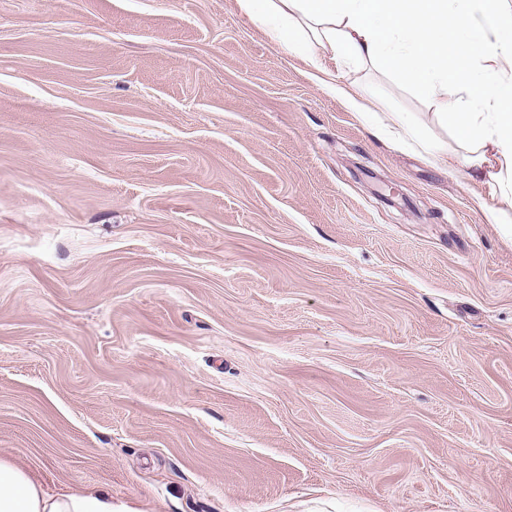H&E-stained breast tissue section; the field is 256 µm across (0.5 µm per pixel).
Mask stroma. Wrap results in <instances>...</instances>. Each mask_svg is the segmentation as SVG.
Returning a JSON list of instances; mask_svg holds the SVG:
<instances>
[{
	"label": "stroma",
	"instance_id": "obj_1",
	"mask_svg": "<svg viewBox=\"0 0 512 512\" xmlns=\"http://www.w3.org/2000/svg\"><path fill=\"white\" fill-rule=\"evenodd\" d=\"M238 0H0V459L133 512H512V242ZM366 166L409 199L390 207Z\"/></svg>",
	"mask_w": 512,
	"mask_h": 512
}]
</instances>
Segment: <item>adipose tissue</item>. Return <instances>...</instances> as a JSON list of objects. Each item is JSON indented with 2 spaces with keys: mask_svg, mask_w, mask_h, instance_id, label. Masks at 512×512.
I'll use <instances>...</instances> for the list:
<instances>
[{
  "mask_svg": "<svg viewBox=\"0 0 512 512\" xmlns=\"http://www.w3.org/2000/svg\"><path fill=\"white\" fill-rule=\"evenodd\" d=\"M251 21L316 71L372 66L423 93L451 141L391 112L381 134L431 161L456 152L503 202L491 217L512 240V0H238ZM0 512H114L98 491L51 493L0 460Z\"/></svg>",
  "mask_w": 512,
  "mask_h": 512,
  "instance_id": "ef3b65f1",
  "label": "adipose tissue"
}]
</instances>
